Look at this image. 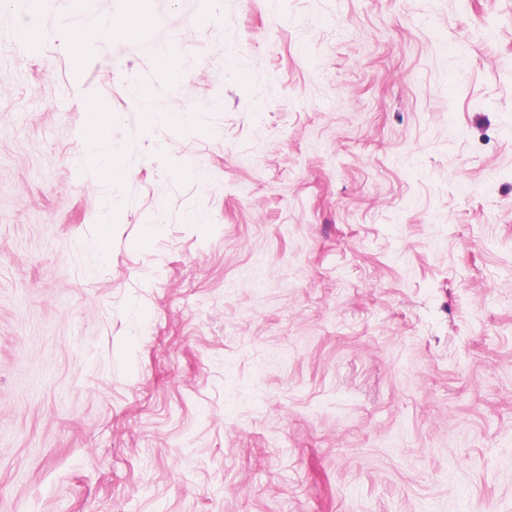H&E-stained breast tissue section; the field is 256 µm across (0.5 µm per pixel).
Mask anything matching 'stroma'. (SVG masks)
Returning <instances> with one entry per match:
<instances>
[{"instance_id": "1", "label": "stroma", "mask_w": 512, "mask_h": 512, "mask_svg": "<svg viewBox=\"0 0 512 512\" xmlns=\"http://www.w3.org/2000/svg\"><path fill=\"white\" fill-rule=\"evenodd\" d=\"M0 512H512V0H0ZM111 127L112 112L104 106L97 107L92 113L86 142L94 149L89 157L91 163L96 166L104 163L110 164L114 172L120 170L121 166L119 150L112 145V140L106 136Z\"/></svg>"}]
</instances>
